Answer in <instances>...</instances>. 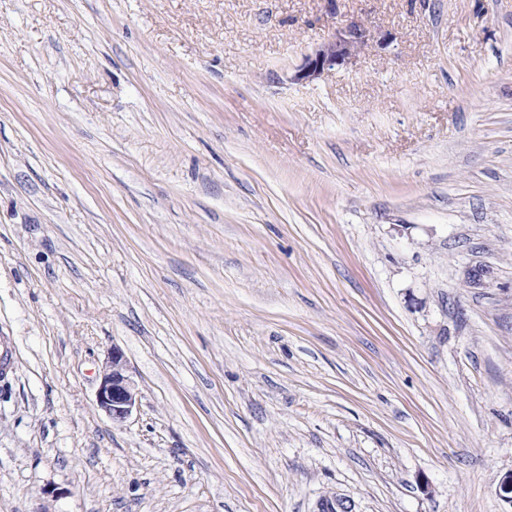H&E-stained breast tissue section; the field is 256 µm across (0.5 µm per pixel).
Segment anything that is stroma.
<instances>
[{
	"mask_svg": "<svg viewBox=\"0 0 512 512\" xmlns=\"http://www.w3.org/2000/svg\"><path fill=\"white\" fill-rule=\"evenodd\" d=\"M325 5L0 0V512H512V0ZM368 36V31L356 24L335 31L312 53L306 55L304 64L298 70L295 79L297 81L314 80L325 71L347 64L366 43ZM138 393L127 373V363L120 349H112L105 362L96 393L98 408L112 421L123 422L136 408Z\"/></svg>",
	"mask_w": 512,
	"mask_h": 512,
	"instance_id": "35a3bbf8",
	"label": "stroma"
}]
</instances>
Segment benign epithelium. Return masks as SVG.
I'll list each match as a JSON object with an SVG mask.
<instances>
[{
  "label": "benign epithelium",
  "mask_w": 512,
  "mask_h": 512,
  "mask_svg": "<svg viewBox=\"0 0 512 512\" xmlns=\"http://www.w3.org/2000/svg\"><path fill=\"white\" fill-rule=\"evenodd\" d=\"M368 40V31L352 24L335 32L307 55L295 75L298 81H310L324 72L348 63ZM137 390L127 373L122 351L116 347L105 362L96 393L98 408L117 422L128 419L137 403ZM319 512H354L351 500L335 495L322 500Z\"/></svg>",
  "instance_id": "1"
}]
</instances>
